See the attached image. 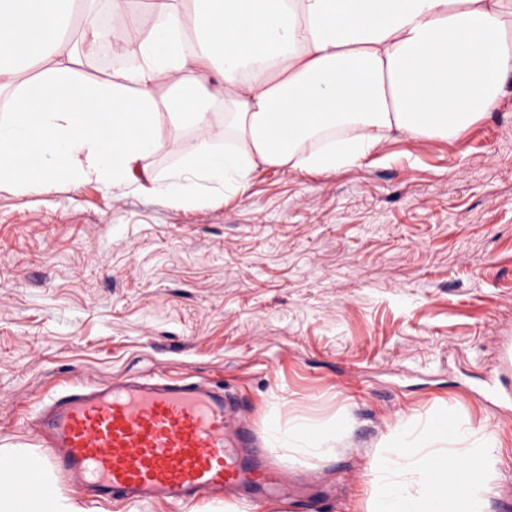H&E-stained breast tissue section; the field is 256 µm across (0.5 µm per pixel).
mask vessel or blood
<instances>
[{"mask_svg":"<svg viewBox=\"0 0 512 512\" xmlns=\"http://www.w3.org/2000/svg\"><path fill=\"white\" fill-rule=\"evenodd\" d=\"M43 450L13 459L10 490L25 497L75 487L97 504L248 500L251 487L286 483L283 467L253 462L255 438L223 390L164 377L73 385L39 412ZM56 477L47 483L45 473Z\"/></svg>","mask_w":512,"mask_h":512,"instance_id":"obj_1","label":"vessel or blood"}]
</instances>
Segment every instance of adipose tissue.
<instances>
[{
	"label": "adipose tissue",
	"mask_w": 512,
	"mask_h": 512,
	"mask_svg": "<svg viewBox=\"0 0 512 512\" xmlns=\"http://www.w3.org/2000/svg\"><path fill=\"white\" fill-rule=\"evenodd\" d=\"M68 0H0V53L47 68L7 89L0 115V184L48 190L95 177L172 204L187 182L243 191L260 166L329 171L359 164L392 131L448 138L484 117L512 78V0H159L140 27L131 0H80L78 40ZM112 12L98 27L93 4ZM109 41L136 60L98 80L81 54ZM224 115L229 148L214 144ZM191 143L161 140L160 118ZM181 155L165 178L141 176L150 154ZM270 423L288 452L316 457L344 431ZM0 512H83L59 496L17 497L0 481Z\"/></svg>",
	"instance_id": "adipose-tissue-1"
}]
</instances>
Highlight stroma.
Masks as SVG:
<instances>
[{
    "mask_svg": "<svg viewBox=\"0 0 512 512\" xmlns=\"http://www.w3.org/2000/svg\"><path fill=\"white\" fill-rule=\"evenodd\" d=\"M184 193L0 187V449L35 452L38 407L71 384L152 373L224 387L289 479L313 474V499L261 512H365L383 436L440 409L496 434L486 512L512 502V80L452 137ZM295 417L348 429L294 456L267 424Z\"/></svg>",
    "mask_w": 512,
    "mask_h": 512,
    "instance_id": "stroma-1",
    "label": "stroma"
}]
</instances>
